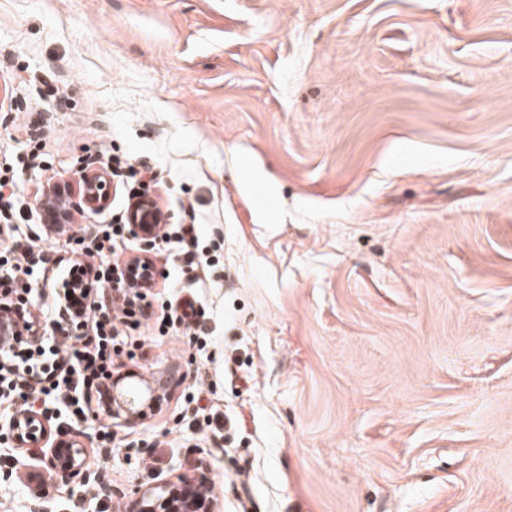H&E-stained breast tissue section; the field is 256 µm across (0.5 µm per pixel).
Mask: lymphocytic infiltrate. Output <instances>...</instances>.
<instances>
[{"mask_svg": "<svg viewBox=\"0 0 512 512\" xmlns=\"http://www.w3.org/2000/svg\"><path fill=\"white\" fill-rule=\"evenodd\" d=\"M37 153L18 157L12 166L0 169V223L11 224L22 219L23 205L14 192L20 174L36 167ZM125 224H100L91 237L80 232L68 235L65 244L82 261L95 265L94 282L80 289V306L72 311V324L82 333L76 338L44 339L26 352H18L12 343L0 347V356L10 361L11 375L0 374V404L21 396L23 406L34 409L40 396L68 403L74 414H85L91 398L89 389L109 380L123 349L120 326L127 319L143 314L150 290L129 281L124 271L105 262L106 253L119 250L125 242ZM113 285L117 293L111 305L95 304L93 288Z\"/></svg>", "mask_w": 512, "mask_h": 512, "instance_id": "f902f5d3", "label": "lymphocytic infiltrate"}]
</instances>
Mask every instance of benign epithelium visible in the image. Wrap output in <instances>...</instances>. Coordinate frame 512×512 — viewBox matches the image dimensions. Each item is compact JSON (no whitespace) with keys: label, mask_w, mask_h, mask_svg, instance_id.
<instances>
[{"label":"benign epithelium","mask_w":512,"mask_h":512,"mask_svg":"<svg viewBox=\"0 0 512 512\" xmlns=\"http://www.w3.org/2000/svg\"><path fill=\"white\" fill-rule=\"evenodd\" d=\"M70 193L93 211L107 208L110 199V181L101 171L82 170ZM157 214L156 200L147 194L132 200L128 211L132 234L139 237L145 252L132 259L126 266V278L148 289L156 285L161 275L150 249L162 225L149 222ZM9 335L14 343L35 341L40 338V328L25 320V312L11 300L5 290H0V336ZM173 379L159 377L135 389L112 378V399L105 414L123 425H133L153 414L169 397ZM8 431L13 444L20 451L13 458L16 471L27 477L32 493V512H49L48 504L55 498L53 483L45 478L50 472L79 485L88 483V448L79 440L60 431L52 430L42 414L25 411L11 416ZM137 497L136 512H217L212 497L209 478L201 473L194 477L179 475L176 480H166L146 489L132 491Z\"/></svg>","instance_id":"1"}]
</instances>
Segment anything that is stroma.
Returning <instances> with one entry per match:
<instances>
[{
	"label": "stroma",
	"instance_id": "stroma-1",
	"mask_svg": "<svg viewBox=\"0 0 512 512\" xmlns=\"http://www.w3.org/2000/svg\"><path fill=\"white\" fill-rule=\"evenodd\" d=\"M29 146L0 250L48 247L38 192L117 156L205 256L155 287L200 335L124 329L169 401L110 451L53 411L101 491L51 512L196 465L221 512H512V0H0V165ZM72 259L20 277L36 322ZM14 454L0 512H30Z\"/></svg>",
	"mask_w": 512,
	"mask_h": 512
}]
</instances>
